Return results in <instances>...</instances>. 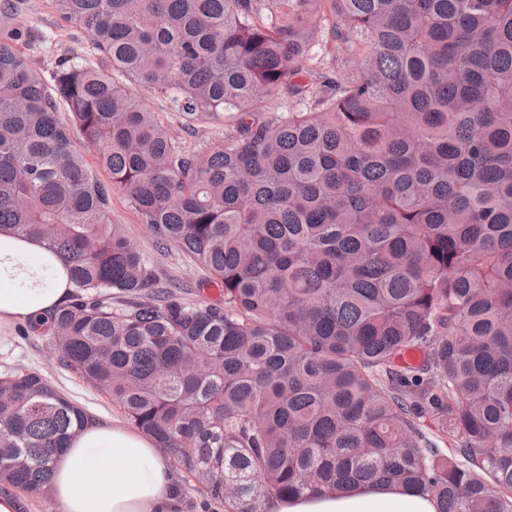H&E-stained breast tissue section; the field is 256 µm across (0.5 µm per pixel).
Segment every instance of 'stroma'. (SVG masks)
<instances>
[{
    "label": "stroma",
    "mask_w": 512,
    "mask_h": 512,
    "mask_svg": "<svg viewBox=\"0 0 512 512\" xmlns=\"http://www.w3.org/2000/svg\"><path fill=\"white\" fill-rule=\"evenodd\" d=\"M10 22L30 32V41L20 45L19 50L35 62L43 76H50L58 57L75 54L90 60L95 57L88 34L63 22L52 0H13ZM134 92L152 111L157 112L161 121L186 148L223 142L227 125L222 119L189 124L172 109L164 95L139 86ZM111 212L113 220L124 225L131 243L163 283L176 286L181 296L190 302L215 300L214 286L208 281L207 271L176 247H158L148 226L140 223L120 191L112 193ZM19 371L40 373L52 386L99 419L120 424L126 421L122 410L107 395L60 364L46 337L25 332L19 325L1 327L0 376Z\"/></svg>",
    "instance_id": "obj_1"
}]
</instances>
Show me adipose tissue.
I'll return each instance as SVG.
<instances>
[{
	"mask_svg": "<svg viewBox=\"0 0 512 512\" xmlns=\"http://www.w3.org/2000/svg\"><path fill=\"white\" fill-rule=\"evenodd\" d=\"M70 291L61 260L38 242L0 236V325L45 317ZM52 493L61 512H182L176 479L147 436L98 422L55 456ZM266 512H437L394 482L274 499Z\"/></svg>",
	"mask_w": 512,
	"mask_h": 512,
	"instance_id": "1",
	"label": "adipose tissue"
}]
</instances>
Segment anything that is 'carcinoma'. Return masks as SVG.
<instances>
[{
	"instance_id": "carcinoma-1",
	"label": "carcinoma",
	"mask_w": 512,
	"mask_h": 512,
	"mask_svg": "<svg viewBox=\"0 0 512 512\" xmlns=\"http://www.w3.org/2000/svg\"><path fill=\"white\" fill-rule=\"evenodd\" d=\"M52 2L100 63L60 59L50 92L0 25V235L65 264L67 300L29 326L60 364L228 512L377 481L512 512V0ZM318 16L350 70L312 77ZM118 74L226 119L224 142L185 149ZM112 187L221 298L160 281ZM91 418L0 376V485L45 494Z\"/></svg>"
}]
</instances>
